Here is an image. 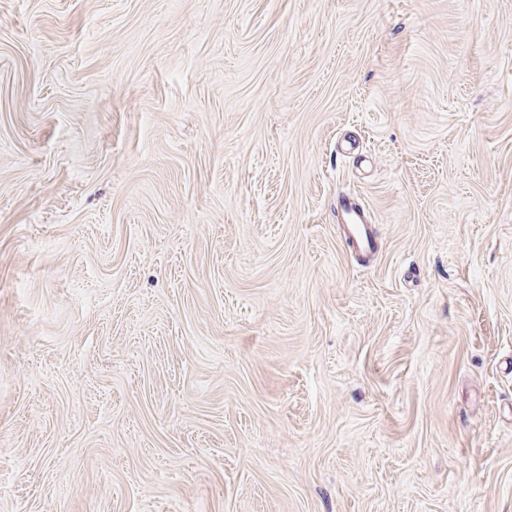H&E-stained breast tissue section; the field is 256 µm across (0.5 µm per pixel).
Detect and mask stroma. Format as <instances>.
<instances>
[{"instance_id": "stroma-1", "label": "stroma", "mask_w": 512, "mask_h": 512, "mask_svg": "<svg viewBox=\"0 0 512 512\" xmlns=\"http://www.w3.org/2000/svg\"><path fill=\"white\" fill-rule=\"evenodd\" d=\"M0 512H512V0H0ZM336 198L349 248L358 257L369 256L375 250L376 230L368 211L350 195L338 194Z\"/></svg>"}]
</instances>
